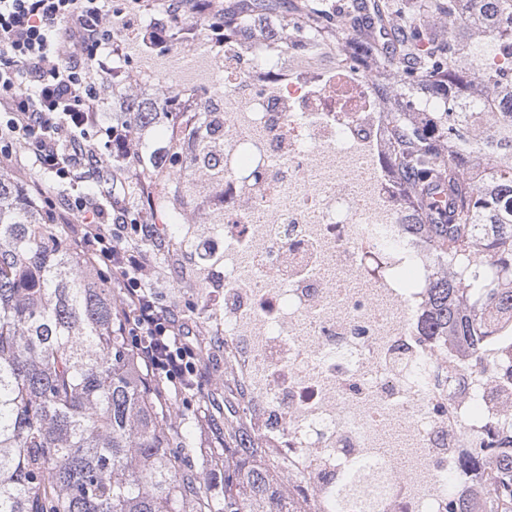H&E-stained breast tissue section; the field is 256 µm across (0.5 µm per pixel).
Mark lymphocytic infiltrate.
Returning a JSON list of instances; mask_svg holds the SVG:
<instances>
[{
  "label": "lymphocytic infiltrate",
  "instance_id": "1",
  "mask_svg": "<svg viewBox=\"0 0 512 512\" xmlns=\"http://www.w3.org/2000/svg\"><path fill=\"white\" fill-rule=\"evenodd\" d=\"M120 35L141 40L139 27L113 10L112 0H0V168L19 170L28 159L43 173L70 183L79 167L102 166L93 148L82 145L64 155L60 144L75 139L100 109L88 71L95 66L111 73L99 51ZM69 42L77 54L65 55ZM46 207L58 221L69 213L79 216L72 239L117 288L120 331L162 394L203 389L197 347L147 280V257L138 243L155 237L154 225L129 223L124 201L106 210L82 192L68 199L66 211L51 200Z\"/></svg>",
  "mask_w": 512,
  "mask_h": 512
}]
</instances>
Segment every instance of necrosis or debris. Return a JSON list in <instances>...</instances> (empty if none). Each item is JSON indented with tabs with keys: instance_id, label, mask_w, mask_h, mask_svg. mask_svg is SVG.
<instances>
[{
	"instance_id": "4bbe7bcc",
	"label": "necrosis or debris",
	"mask_w": 512,
	"mask_h": 512,
	"mask_svg": "<svg viewBox=\"0 0 512 512\" xmlns=\"http://www.w3.org/2000/svg\"><path fill=\"white\" fill-rule=\"evenodd\" d=\"M217 68L224 184L172 217L211 202L182 251L211 290L241 423L306 512L483 501L512 447V319L477 352L429 335L436 255L405 229L385 84L341 44L311 57L228 37Z\"/></svg>"
}]
</instances>
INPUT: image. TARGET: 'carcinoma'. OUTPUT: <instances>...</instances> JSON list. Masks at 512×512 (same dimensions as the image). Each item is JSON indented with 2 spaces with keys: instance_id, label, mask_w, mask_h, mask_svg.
Segmentation results:
<instances>
[{
  "instance_id": "1",
  "label": "carcinoma",
  "mask_w": 512,
  "mask_h": 512,
  "mask_svg": "<svg viewBox=\"0 0 512 512\" xmlns=\"http://www.w3.org/2000/svg\"><path fill=\"white\" fill-rule=\"evenodd\" d=\"M460 0H347L336 31L349 26L361 54L377 69L402 70L415 84L395 96L394 164L408 209L443 265L427 285L428 324L476 350L494 333L488 312L512 310V126L496 113L427 111L440 84L480 87L512 101V0H470L472 31L457 38L416 23L438 11L458 18ZM272 0H229L224 29L241 30ZM283 47L321 36L329 16L316 0H289ZM390 33L385 44L372 32ZM139 138L143 178L167 190L161 148L143 132L154 127L153 100L128 95ZM186 137L207 144L201 113L185 118ZM174 179L205 168L197 154L167 145ZM99 203L134 198L110 168L91 172ZM120 304L111 282L65 239L44 205L0 173V512H294V506L245 429L229 423L224 446L208 449L196 469L182 443L185 408L161 396L119 332ZM489 512H512V456L499 461L488 488Z\"/></svg>"
}]
</instances>
